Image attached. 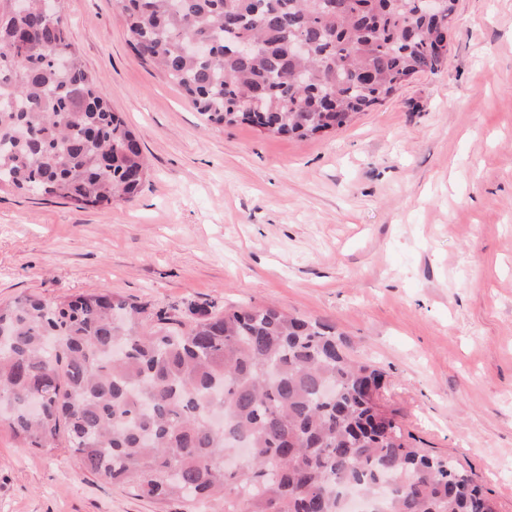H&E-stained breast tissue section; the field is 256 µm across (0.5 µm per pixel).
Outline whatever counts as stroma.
<instances>
[{"label":"stroma","mask_w":512,"mask_h":512,"mask_svg":"<svg viewBox=\"0 0 512 512\" xmlns=\"http://www.w3.org/2000/svg\"><path fill=\"white\" fill-rule=\"evenodd\" d=\"M64 13L149 177L100 210L1 190L0 302L107 289L149 327L191 304L322 321L382 370L413 444L512 512V0H457L438 71L304 141L207 124L134 53L118 0ZM187 510L0 430V512Z\"/></svg>","instance_id":"1"}]
</instances>
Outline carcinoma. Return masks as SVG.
<instances>
[{
  "label": "carcinoma",
  "instance_id": "carcinoma-1",
  "mask_svg": "<svg viewBox=\"0 0 512 512\" xmlns=\"http://www.w3.org/2000/svg\"><path fill=\"white\" fill-rule=\"evenodd\" d=\"M41 0H0V188L76 209L136 195L137 136ZM130 45L207 122L305 140L438 70L450 21L423 0H119ZM307 44L304 55L293 45ZM241 41L256 45L244 56ZM187 42L208 53L182 51ZM64 47L70 63L57 66ZM107 289L0 306V428L62 440L82 468L156 501L224 512H497L453 458L414 446L383 373L316 320L270 306L157 314Z\"/></svg>",
  "mask_w": 512,
  "mask_h": 512
}]
</instances>
